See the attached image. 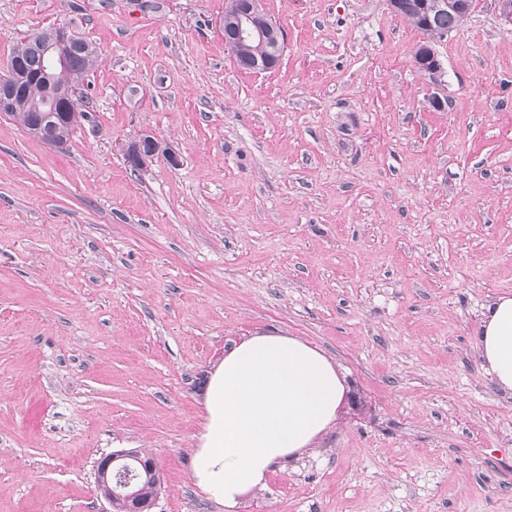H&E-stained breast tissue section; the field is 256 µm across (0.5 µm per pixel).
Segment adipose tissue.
<instances>
[{
    "mask_svg": "<svg viewBox=\"0 0 512 512\" xmlns=\"http://www.w3.org/2000/svg\"><path fill=\"white\" fill-rule=\"evenodd\" d=\"M477 349L500 390L512 392V296L487 306ZM345 386L335 360L298 336L261 333L225 353L204 393L192 462L198 486L234 512L265 488L276 466L298 458L336 424Z\"/></svg>",
    "mask_w": 512,
    "mask_h": 512,
    "instance_id": "1",
    "label": "adipose tissue"
}]
</instances>
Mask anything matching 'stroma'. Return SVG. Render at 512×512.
<instances>
[{"instance_id":"35a3bbf8","label":"stroma","mask_w":512,"mask_h":512,"mask_svg":"<svg viewBox=\"0 0 512 512\" xmlns=\"http://www.w3.org/2000/svg\"><path fill=\"white\" fill-rule=\"evenodd\" d=\"M224 6L0 0V69L61 25L99 56L65 145L0 117V512H107L96 463L130 448L154 512H225L191 469L203 395L263 332L346 394L237 512H512V394L475 336L512 292V26L475 0L432 74L387 0H263L285 48L257 74Z\"/></svg>"}]
</instances>
